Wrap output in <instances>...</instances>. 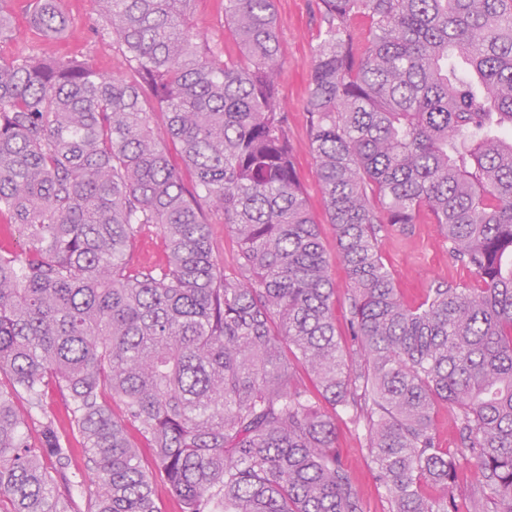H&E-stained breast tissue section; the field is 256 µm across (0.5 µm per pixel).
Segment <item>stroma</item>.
Segmentation results:
<instances>
[{"label": "stroma", "mask_w": 512, "mask_h": 512, "mask_svg": "<svg viewBox=\"0 0 512 512\" xmlns=\"http://www.w3.org/2000/svg\"><path fill=\"white\" fill-rule=\"evenodd\" d=\"M30 0H7L16 38L0 40V56L10 57L20 51L52 57L59 53L90 59L107 76L123 72L121 56L111 40L100 37L96 29L99 17L93 0H60L69 26L63 37L45 36L29 23ZM279 33L284 62L279 83L288 107V134L294 147V162L304 189L307 206L320 224L321 242L327 255L336 253V235L326 222L324 200L316 181L309 152L306 68L310 47L316 33L315 0H276ZM379 247L387 268L392 272L405 303L420 302L424 288L441 283H473L474 277L463 266L451 264L441 242L437 225L414 224L402 231L391 227L381 232ZM336 448L350 467L363 500L365 512H385L382 490L375 484L365 451V431L341 413L336 422Z\"/></svg>", "instance_id": "stroma-1"}]
</instances>
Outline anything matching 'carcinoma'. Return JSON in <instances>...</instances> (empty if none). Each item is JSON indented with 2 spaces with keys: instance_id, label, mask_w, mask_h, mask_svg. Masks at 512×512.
I'll list each match as a JSON object with an SVG mask.
<instances>
[{
  "instance_id": "obj_1",
  "label": "carcinoma",
  "mask_w": 512,
  "mask_h": 512,
  "mask_svg": "<svg viewBox=\"0 0 512 512\" xmlns=\"http://www.w3.org/2000/svg\"><path fill=\"white\" fill-rule=\"evenodd\" d=\"M192 2L95 0L125 77L0 57V217L27 239L0 248V512H159V482L181 512H365L300 365L364 427L388 512H512V0H317L306 112L332 258L294 164L274 0H224L221 41ZM30 18L69 25L58 0ZM210 212L237 240L232 275ZM423 217L476 284L409 306L378 237ZM152 225L167 262L134 266ZM51 383L96 475L83 511L58 490L73 448L43 406ZM329 276L335 285L334 314L339 339L343 345H351L350 336L346 326V319L349 315V303L347 296V273L345 268L338 262L333 261L329 268ZM452 412V408L444 404L440 405L435 413L434 431L443 448H456L459 443Z\"/></svg>"
}]
</instances>
